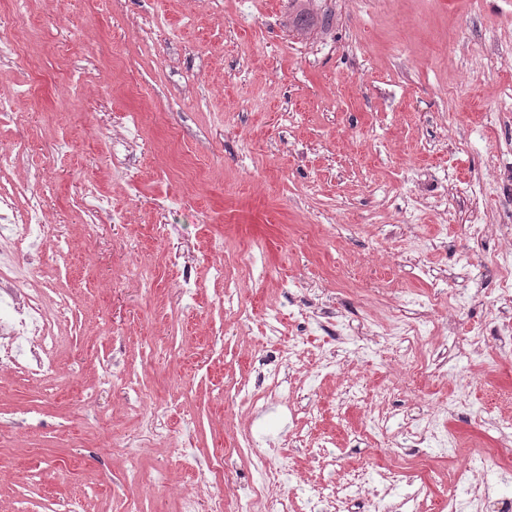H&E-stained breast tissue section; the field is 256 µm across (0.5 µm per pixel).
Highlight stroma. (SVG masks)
Returning a JSON list of instances; mask_svg holds the SVG:
<instances>
[{"mask_svg": "<svg viewBox=\"0 0 512 512\" xmlns=\"http://www.w3.org/2000/svg\"><path fill=\"white\" fill-rule=\"evenodd\" d=\"M310 7L329 22L302 35L290 0H0L24 16L21 64H0V94L24 120L0 124V145H25L0 183L45 166L48 221L69 239L62 261L52 233L38 257L20 254L18 277L74 303L57 390L0 377V512L75 499L85 512H174L200 491L179 449L207 458L240 439L249 409L225 398L270 360L262 332L275 311L282 336L318 353L394 305L420 326L416 358H450L447 375L430 369L398 390L393 352L356 350L326 377L294 373V405L318 410L319 436L341 449L335 476L356 465L423 475L398 448L401 429L371 432L369 407H339L348 382L381 393L386 413L434 414L464 383L475 407L512 414V359L452 358L498 286L485 273L497 236L474 240L466 225H512V0ZM90 186L124 223L86 208ZM259 250L261 281L239 260ZM461 253L468 281L456 277ZM228 282L242 287L239 307L224 304ZM291 288L335 312L333 330L299 322ZM435 288L454 294L452 309L428 306ZM103 361L137 390L101 384ZM289 407L270 402L253 434L300 470L285 491L302 499L312 465ZM135 437L146 446L132 462L123 447Z\"/></svg>", "mask_w": 512, "mask_h": 512, "instance_id": "obj_1", "label": "stroma"}]
</instances>
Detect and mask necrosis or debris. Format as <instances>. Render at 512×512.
Wrapping results in <instances>:
<instances>
[{
  "label": "necrosis or debris",
  "instance_id": "1",
  "mask_svg": "<svg viewBox=\"0 0 512 512\" xmlns=\"http://www.w3.org/2000/svg\"><path fill=\"white\" fill-rule=\"evenodd\" d=\"M20 185L0 186V373L24 371L30 379L52 387L59 372L54 356L57 330L71 309L68 297L42 294L20 295L15 287L17 270L14 255L21 246H34L48 231L44 201L30 198L26 207H18ZM496 342L498 352L512 355V319L491 313L485 326L461 337L455 344L460 357L471 364H483L489 342ZM308 352V340L295 336L280 345L279 360L268 369L264 380L245 384L234 395L254 409H262L269 397L285 391L280 377L282 368L295 367ZM404 434L412 445L410 455L451 459L458 452L456 432L435 428L433 421H404ZM235 452L249 466L261 472L262 483L252 491L250 512H341V504L351 488L350 483L332 478H319L318 495L299 501L285 495L283 488L297 478L298 472L283 466L269 453L254 447L251 441L237 445ZM231 471L222 461L208 463L200 477L212 491L207 501L188 495L180 500V512H225L226 486ZM505 481L491 472L487 460L480 455L469 456L455 473V490L444 505L445 512H512V496L505 490ZM367 512H424L429 489L426 481L402 484L395 470L380 475L379 486L368 489Z\"/></svg>",
  "mask_w": 512,
  "mask_h": 512
}]
</instances>
